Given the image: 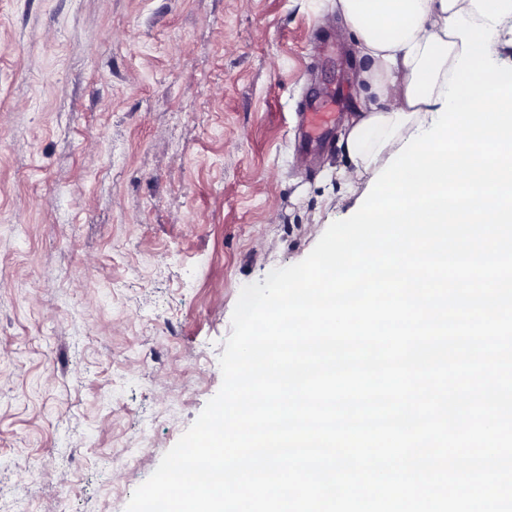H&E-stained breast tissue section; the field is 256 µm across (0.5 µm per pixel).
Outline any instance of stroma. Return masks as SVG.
<instances>
[{
	"mask_svg": "<svg viewBox=\"0 0 512 512\" xmlns=\"http://www.w3.org/2000/svg\"><path fill=\"white\" fill-rule=\"evenodd\" d=\"M361 65L329 0H0V512H125L242 286L372 189L296 138Z\"/></svg>",
	"mask_w": 512,
	"mask_h": 512,
	"instance_id": "1",
	"label": "stroma"
}]
</instances>
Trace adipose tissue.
<instances>
[{"label":"adipose tissue","mask_w":512,"mask_h":512,"mask_svg":"<svg viewBox=\"0 0 512 512\" xmlns=\"http://www.w3.org/2000/svg\"><path fill=\"white\" fill-rule=\"evenodd\" d=\"M355 35V48L367 68L356 83L369 99L345 123L341 143L349 158L342 171L355 183L403 147L406 134L435 115L438 98L451 78L459 37L447 34L453 13L470 21L480 15L471 0H331Z\"/></svg>","instance_id":"1"}]
</instances>
